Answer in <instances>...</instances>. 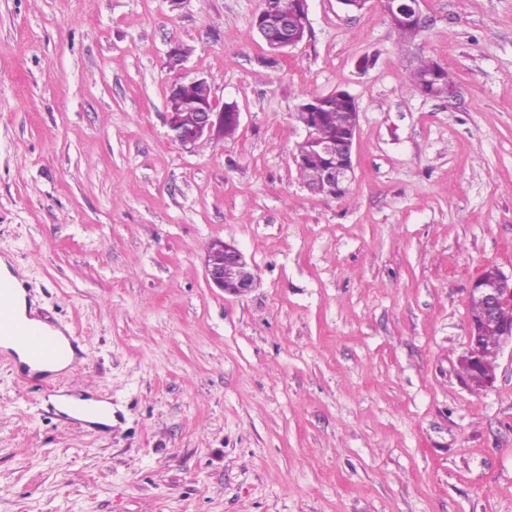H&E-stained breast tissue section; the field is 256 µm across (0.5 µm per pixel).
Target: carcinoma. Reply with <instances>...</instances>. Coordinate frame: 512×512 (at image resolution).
I'll use <instances>...</instances> for the list:
<instances>
[{"instance_id": "obj_1", "label": "carcinoma", "mask_w": 512, "mask_h": 512, "mask_svg": "<svg viewBox=\"0 0 512 512\" xmlns=\"http://www.w3.org/2000/svg\"><path fill=\"white\" fill-rule=\"evenodd\" d=\"M300 0H260V8L254 20L256 35L264 34L270 40H289L297 36L298 27L282 22L297 16ZM405 84L413 91L430 97L450 95L456 84L447 68L432 59H422L405 77ZM211 89L185 83L180 86V111L184 124L193 123L197 102L210 97ZM296 122L314 128L316 139L326 144L340 146L359 123L358 106L345 90L314 96L300 103L294 112ZM302 162L297 165L304 186L314 195L341 196L345 190L319 179L321 171L336 155L319 148L297 145ZM484 353V366L492 368L496 362L498 345L495 333L487 330L480 333Z\"/></svg>"}]
</instances>
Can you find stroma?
Segmentation results:
<instances>
[{
  "mask_svg": "<svg viewBox=\"0 0 512 512\" xmlns=\"http://www.w3.org/2000/svg\"><path fill=\"white\" fill-rule=\"evenodd\" d=\"M307 5L275 54L260 0H0V258L84 347L38 383L0 351V512H512V351L485 391L460 366L472 281L512 272V0H422L409 41L382 0ZM424 56L454 98L406 88ZM194 76L241 125L186 151ZM338 88L354 173L313 195L292 114ZM73 382L111 429L56 410ZM224 261L232 262L239 267V277L236 267L232 264H224ZM204 269L207 279L215 288H219L225 294L232 296L247 295L256 283L255 274L244 254L237 247L224 242L222 239H214L209 243L205 255ZM234 282L235 284L231 288H224V285L229 286Z\"/></svg>",
  "mask_w": 512,
  "mask_h": 512,
  "instance_id": "1",
  "label": "stroma"
}]
</instances>
